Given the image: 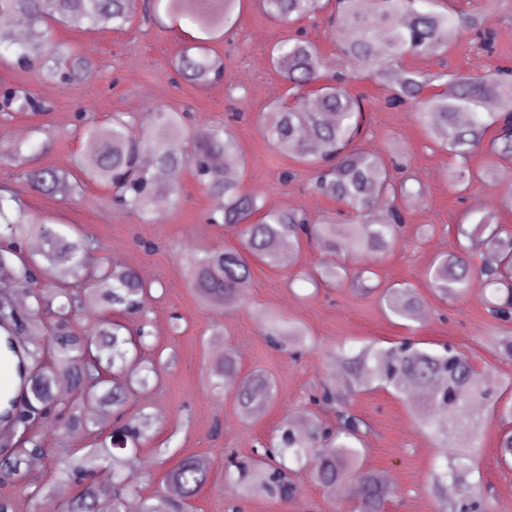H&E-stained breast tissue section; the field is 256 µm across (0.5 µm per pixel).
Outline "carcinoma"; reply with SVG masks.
Listing matches in <instances>:
<instances>
[{
    "instance_id": "cac0c4a2",
    "label": "carcinoma",
    "mask_w": 512,
    "mask_h": 512,
    "mask_svg": "<svg viewBox=\"0 0 512 512\" xmlns=\"http://www.w3.org/2000/svg\"><path fill=\"white\" fill-rule=\"evenodd\" d=\"M499 2L487 0L486 12L471 14L448 9L445 0H375L369 10L362 8L361 0H257L266 15L285 25L313 20L330 10L327 20L336 29L340 52L336 64L329 63L309 39L287 35L270 50L272 67L287 86L285 96L295 98L290 108L276 104L270 131L279 152L312 168L311 191L344 206L343 223L288 206L264 209L258 197L243 191L238 178L225 176L213 164L218 155L239 154L233 131L209 124L189 130L184 113L178 111L151 112L137 125L120 115L110 123H88L80 136L79 170L84 180L108 188L113 207L146 220L159 205L173 201L175 191L155 170L173 177L187 165L194 167L214 200L208 223L234 230L240 240L238 248L191 256L187 275L197 299L208 307L231 308L241 302L256 264L297 265L305 240L332 256L353 253L357 264L349 269L330 259L295 277L315 285L349 279L369 289L376 262L398 245L404 214L422 191L411 190L406 180L395 176L394 163L384 156L357 148L365 109L362 98L346 85L369 78L389 83L393 94L386 105L416 107L431 137L455 160L448 169V181L455 186L470 180V160L483 153L482 173L503 188L500 207L512 211V80L499 68L472 76L404 65L408 57L443 58L454 36L458 45L466 46L475 33L485 48H491L494 34L487 20ZM238 3L165 0V12L175 20H188L214 39L230 30ZM11 16L27 19L31 33L19 41L11 27L0 23V49L14 51L18 64L63 85L74 74L89 72L91 62L85 57L60 60L51 44L52 24L123 30L133 21L130 0H0V18ZM174 69L196 86L224 78L222 56L203 39L178 47ZM5 100L6 116L48 110L44 101L20 88L8 90ZM44 147L43 142L28 140L9 144L5 151L19 158L26 151L34 156ZM23 178L38 193L66 196L78 192L84 181L65 170L43 167L26 170ZM13 200L0 195V239L5 241L0 246V283L25 288V297L20 307L0 301V320L12 326L22 319V332L32 337L33 350L25 358L31 368L28 407L15 422L17 447L0 458V481L23 490L32 501L51 499L55 484L66 483L75 494L63 512H125L128 458L151 440L156 427L151 413L125 414L132 396L148 390L157 376L155 362L143 354L145 339L152 335L146 318L149 288L134 269L120 262H89L101 249L96 237L70 235L49 220L28 222L12 214L8 202ZM456 231L459 239L479 241L482 250L473 254L461 243L458 251L436 257L427 271L428 287L447 302L465 296L475 277L492 285L485 303L493 318L506 323V330L493 339L491 349L500 358L512 359V227L486 215L472 224L456 225ZM30 238L38 239L40 248L25 253L20 244ZM381 299L395 317H421L423 300L410 287L391 285L382 290ZM82 308L100 310L102 318L78 332L74 313ZM133 315L139 318L134 328L124 320ZM263 328L269 342L282 349L298 352L313 343L303 325L278 315H265ZM336 359L359 387L376 383L406 396L408 383L420 388V420L443 445V463L429 476V493L442 512H485L468 445L456 437L459 428L478 426L479 407L489 397L471 358L455 346L434 351L405 339L389 347L366 344L356 353L341 349ZM274 391V381L266 373L245 375L236 390L240 417L259 418ZM312 401L335 408L336 424L315 415L284 418L278 441L262 449L264 458L227 456L224 483L241 496L263 492L287 501L300 490L298 474L277 462L287 457L325 490L355 485L352 512H385L393 486L385 472L365 464L368 424L330 387H323ZM106 414L112 416V424L105 433L99 416ZM48 421L58 430L82 433L90 442L84 448L57 449L62 462L54 471V482L39 483L30 479L28 461L43 454V434L36 424ZM498 458L506 466L512 464V429L500 435ZM209 481L203 458L183 456L161 481L163 489L176 493L155 495L156 502L144 504L142 512H186ZM462 486L471 495L453 492Z\"/></svg>"
}]
</instances>
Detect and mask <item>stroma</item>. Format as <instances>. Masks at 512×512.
<instances>
[{
    "instance_id": "1",
    "label": "stroma",
    "mask_w": 512,
    "mask_h": 512,
    "mask_svg": "<svg viewBox=\"0 0 512 512\" xmlns=\"http://www.w3.org/2000/svg\"><path fill=\"white\" fill-rule=\"evenodd\" d=\"M132 11L133 21L123 30L54 27L52 39L61 55L95 59L96 69L88 79L64 86L15 62L0 61V85L27 88L51 105L49 112L34 118L0 117V146L27 140L32 124H41L48 147L40 154L39 165L71 170L81 155L78 131L83 109H90L101 123L116 112L139 120L156 108L186 111L197 124L230 123L240 145L238 177L244 189L265 205L293 206L314 216L338 210L336 200L310 191L307 167L278 152L267 138L272 104L285 90L269 49L284 36V25L264 15L254 0H241L230 31L211 43L224 58V79L200 88L181 80L171 66L177 46L199 37V30L187 21L170 19L161 7L153 17H145L144 0H133ZM488 24L496 35V52L487 56L451 46L449 69L480 75L495 63L512 66V0H504L503 9ZM351 91L363 95L368 106L359 148L406 154L408 186L423 191L422 200L407 214L401 243L376 266L383 284H405L423 297L425 315L418 320L390 315L376 295L358 294L348 283L317 289L295 279L293 270L263 264L253 268L244 303L226 310L202 306L188 282L185 251H221L238 246L239 240L233 230L207 223L214 201L191 169H183L176 178L177 203L164 204L163 218L144 221L112 208L107 188L98 183H87L76 197L34 192L20 175V162L0 156V189L20 199L29 216H47L93 235L102 245L98 259L106 264L120 261L151 286V353L161 358L159 378L155 386L137 393L127 410L133 414L143 409L158 420L150 446L136 455L153 470L151 476L133 480L128 500L142 502L158 488L161 470L154 465L152 451L161 447L174 449L180 457L200 456L210 467V482L193 499L192 512H227L232 502L239 512H333L340 494L326 493L306 478L299 493L285 502L263 495L237 496L224 483V455L232 451L248 456L254 448L268 445L286 416L310 410V397L322 386L337 387L342 369L331 353L340 345L356 349L368 341L387 343L405 337L450 343L470 356L500 402H512V360L497 358L489 350L499 328L481 302L484 283L474 280L467 298L444 303L432 295L426 279L435 256L457 249L455 227L477 212L478 201H486L488 211L502 224L512 225V212L499 209L498 189L481 177L482 155L471 160L467 189L456 192L446 177L452 160L417 114L406 106L375 110V103L389 96V86L367 81L353 84ZM286 169L296 170L298 176L285 185L279 175ZM268 313L303 323L314 346L297 355L270 346L262 331ZM226 349L234 353L241 374L260 369L276 384L274 399L256 420H240L236 383H220L212 369L214 353ZM350 406L370 425L364 452L367 466L386 471L394 484L387 512H440L426 484L442 450L420 426L416 405L373 388L354 392ZM218 422L223 425L219 433L214 430ZM503 426L498 405H490L479 429L469 434L493 512H512V469L496 462Z\"/></svg>"
}]
</instances>
